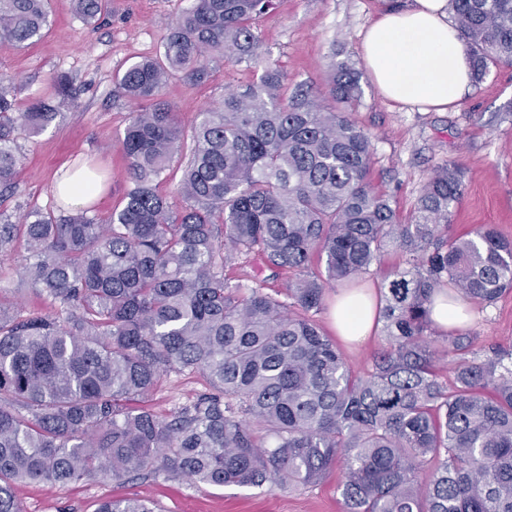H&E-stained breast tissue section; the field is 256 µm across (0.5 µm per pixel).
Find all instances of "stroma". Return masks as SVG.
I'll use <instances>...</instances> for the list:
<instances>
[{
	"instance_id": "stroma-1",
	"label": "stroma",
	"mask_w": 512,
	"mask_h": 512,
	"mask_svg": "<svg viewBox=\"0 0 512 512\" xmlns=\"http://www.w3.org/2000/svg\"><path fill=\"white\" fill-rule=\"evenodd\" d=\"M406 0H275V9L258 25L267 59L286 75V90L311 88L331 104L330 77L339 63L355 71L360 94L349 117L374 145L369 176L375 190L390 195L400 222L411 219L422 185L445 164L464 173L463 194L452 208L451 232L463 235L482 224L496 225L512 238V67L491 69L472 84L460 105L443 111L402 106L385 99L360 58L361 34L376 10ZM192 0H106L98 21L80 16L72 0H51L40 39L26 48L0 40V78L15 82L16 108L32 98L50 99L53 76L69 78L77 105L62 109L38 134L19 133L15 181L0 193V220L17 221L35 208L63 213L55 194L66 168L87 163L101 176L105 193L87 208L88 216L107 223L130 187L120 141L133 106L115 94V77L129 65L163 54V40ZM257 68L232 66L223 58L209 62L206 82L194 85L175 77L159 98L177 107L183 130L182 152L158 183L173 208L184 204L180 179L200 112L220 103L227 90L256 80ZM22 242L0 251V298L21 314L50 311L35 297L19 270ZM465 327L471 338L468 358H485L491 348L512 352V290L491 306L469 307ZM209 389L205 377L170 373L151 405L162 415L189 404ZM337 477L297 489L193 487L187 482L139 479L131 483L91 478L68 485L20 483L14 496L22 512H96L105 499L138 496L157 512H343Z\"/></svg>"
}]
</instances>
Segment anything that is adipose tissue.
<instances>
[{
	"mask_svg": "<svg viewBox=\"0 0 512 512\" xmlns=\"http://www.w3.org/2000/svg\"><path fill=\"white\" fill-rule=\"evenodd\" d=\"M361 54L384 97L403 105L444 110L459 104L472 82L466 45L448 20L446 0H413L379 12L366 29ZM373 291L337 295L333 325L346 343L376 329Z\"/></svg>",
	"mask_w": 512,
	"mask_h": 512,
	"instance_id": "adipose-tissue-1",
	"label": "adipose tissue"
}]
</instances>
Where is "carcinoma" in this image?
Masks as SVG:
<instances>
[{
    "instance_id": "1",
    "label": "carcinoma",
    "mask_w": 512,
    "mask_h": 512,
    "mask_svg": "<svg viewBox=\"0 0 512 512\" xmlns=\"http://www.w3.org/2000/svg\"><path fill=\"white\" fill-rule=\"evenodd\" d=\"M91 20L101 0H73ZM48 0H0V39L41 37ZM473 79L512 65V0H448ZM274 0H194L164 38L163 58L118 78L137 105L121 148L131 187L109 223L32 211L0 222V249L19 236L22 275L52 314L23 318L0 303V512H20L13 485L147 476L200 486L307 487L335 470L344 512H512V356L460 358L441 380L431 346L433 296L448 287L490 306L512 288V240L490 224L448 235L463 172L437 168L411 223L369 182L374 146L345 112L285 75L224 94L195 126L173 209L154 183L182 144L176 107L156 101L167 79L208 78L214 55L260 62L257 22ZM57 104L15 111L0 79V188L16 176L11 142L77 106L63 77ZM333 99L351 105L353 70L337 66ZM394 243L407 266L378 286L385 346L360 375L314 316L326 288L350 285ZM261 255V273L231 284L227 263ZM325 273L309 272L314 257ZM289 274L284 291L268 281ZM444 353L470 337L446 336ZM197 372L210 391L170 416L147 404L161 379ZM96 512H155L138 497Z\"/></svg>"
}]
</instances>
